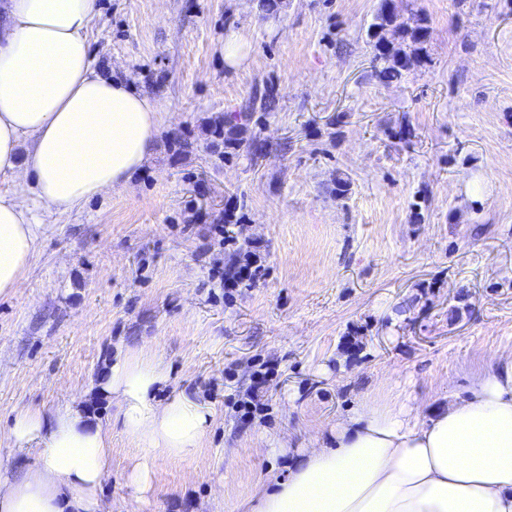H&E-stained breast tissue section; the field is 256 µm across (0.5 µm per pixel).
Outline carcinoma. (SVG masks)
<instances>
[{"label": "carcinoma", "instance_id": "1", "mask_svg": "<svg viewBox=\"0 0 512 512\" xmlns=\"http://www.w3.org/2000/svg\"><path fill=\"white\" fill-rule=\"evenodd\" d=\"M430 37L427 18L419 14L406 17L393 0H379L367 29L375 77L384 83L398 81L413 66L426 64Z\"/></svg>", "mask_w": 512, "mask_h": 512}]
</instances>
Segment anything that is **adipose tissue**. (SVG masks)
<instances>
[{"mask_svg":"<svg viewBox=\"0 0 512 512\" xmlns=\"http://www.w3.org/2000/svg\"><path fill=\"white\" fill-rule=\"evenodd\" d=\"M95 0H0V295L18 288L42 220L125 186L151 153L154 107L102 77L88 32ZM168 381L144 349L118 353L100 378L133 441L179 457L202 445L213 416L186 396L160 402ZM13 451L38 450L0 472V512H102L112 433L81 402L12 420ZM241 512H512V354L473 368L465 389L422 408L366 393L328 443L303 449L287 476L260 481Z\"/></svg>","mask_w":512,"mask_h":512,"instance_id":"obj_1","label":"adipose tissue"}]
</instances>
